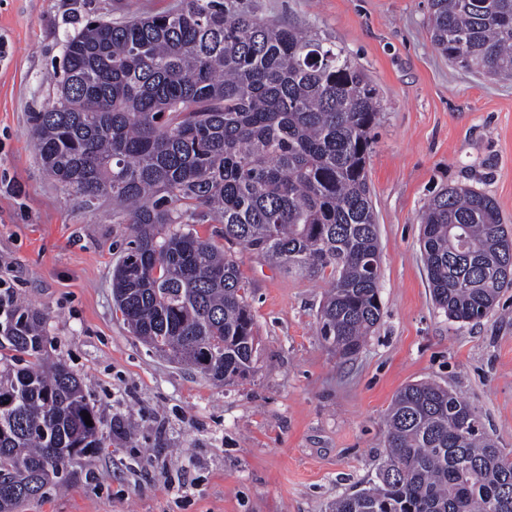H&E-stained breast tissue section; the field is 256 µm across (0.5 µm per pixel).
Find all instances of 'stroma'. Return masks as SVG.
<instances>
[{"label": "stroma", "instance_id": "obj_1", "mask_svg": "<svg viewBox=\"0 0 512 512\" xmlns=\"http://www.w3.org/2000/svg\"><path fill=\"white\" fill-rule=\"evenodd\" d=\"M181 0H0V279L46 320V349L83 381L108 448L72 460L21 512H330L374 479L386 414L406 385L433 381L475 409L512 456V288L477 323L431 296L419 217L451 186L490 195L512 233V82L466 72L429 32L430 0H249L259 16L336 41L382 109L368 164L381 247L382 317L343 358L317 332L329 278L309 279L224 242L240 264L259 339L250 378L216 383L132 336L112 296L128 242L45 174L30 113L53 96L67 36L87 14L168 12Z\"/></svg>", "mask_w": 512, "mask_h": 512}]
</instances>
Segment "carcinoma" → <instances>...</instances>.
Instances as JSON below:
<instances>
[{
    "mask_svg": "<svg viewBox=\"0 0 512 512\" xmlns=\"http://www.w3.org/2000/svg\"><path fill=\"white\" fill-rule=\"evenodd\" d=\"M429 25L450 62L512 81V0H431ZM53 87L29 116L39 159L85 207L110 200L112 223L128 225L112 293L134 336L217 382L255 371L239 262L194 228L210 221L279 268L330 276L319 335L343 357L359 351L381 314L367 175L381 101L343 48L245 0H183L164 14L86 18ZM421 224L435 304L454 322L487 317L512 287L496 201L448 187ZM46 336L22 302L0 319V512L62 484L68 460L102 445L82 380L49 357ZM385 448L376 480L333 512H486L492 501L512 512V459L448 388H401Z\"/></svg>",
    "mask_w": 512,
    "mask_h": 512,
    "instance_id": "cac0c4a2",
    "label": "carcinoma"
}]
</instances>
